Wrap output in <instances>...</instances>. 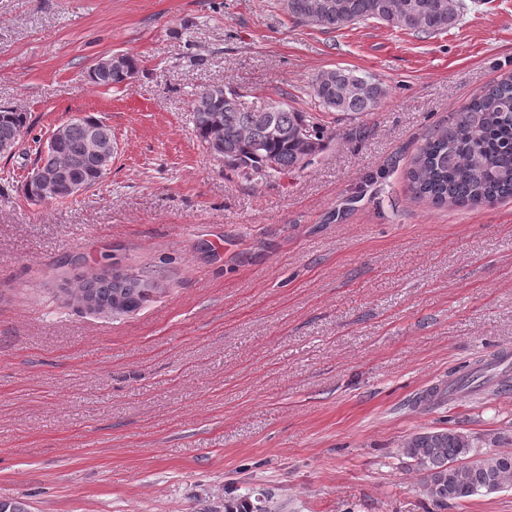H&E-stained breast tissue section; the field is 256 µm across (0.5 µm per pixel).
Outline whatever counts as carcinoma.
I'll return each mask as SVG.
<instances>
[{"mask_svg": "<svg viewBox=\"0 0 512 512\" xmlns=\"http://www.w3.org/2000/svg\"><path fill=\"white\" fill-rule=\"evenodd\" d=\"M279 5L302 25L336 30L378 22L423 38L456 27L467 9L464 0H279ZM312 89L324 109L348 115L375 110L386 95L376 78L343 68L318 73ZM191 110L202 148L249 181L302 169L306 156L322 145L311 116L284 102L274 112L226 108L206 88ZM92 128L112 142V127L102 120H71L56 145L37 160L48 173L66 172V180L50 189L31 183L25 186L28 197L66 200L70 184L91 188L100 182L88 149ZM27 129L25 113L0 107V144L18 143ZM408 182L416 198L457 210L512 197V77L473 95L448 125L430 132L412 161ZM158 289L153 278L103 268L79 279L67 299L90 297L98 313L122 315L140 309ZM402 452L420 472L425 495L441 506L512 485V452L484 453L472 436L453 428L414 433L405 438Z\"/></svg>", "mask_w": 512, "mask_h": 512, "instance_id": "carcinoma-1", "label": "carcinoma"}]
</instances>
